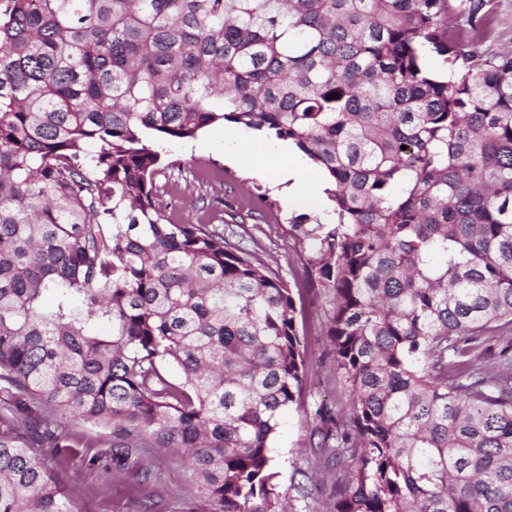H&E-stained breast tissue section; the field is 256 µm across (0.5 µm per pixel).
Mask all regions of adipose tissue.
<instances>
[{
  "mask_svg": "<svg viewBox=\"0 0 512 512\" xmlns=\"http://www.w3.org/2000/svg\"><path fill=\"white\" fill-rule=\"evenodd\" d=\"M224 154L234 161L253 162L257 172L271 177L276 184L284 185L289 203L318 208L320 194L312 189L313 183L319 179L318 174L303 164L289 165L279 149H270L266 159L257 162L244 138L228 136L224 139Z\"/></svg>",
  "mask_w": 512,
  "mask_h": 512,
  "instance_id": "1",
  "label": "adipose tissue"
}]
</instances>
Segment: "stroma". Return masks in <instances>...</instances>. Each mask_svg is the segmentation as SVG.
<instances>
[{
  "mask_svg": "<svg viewBox=\"0 0 512 512\" xmlns=\"http://www.w3.org/2000/svg\"><path fill=\"white\" fill-rule=\"evenodd\" d=\"M224 132L223 126L213 125L196 138L164 143L174 166L158 181L167 184L168 200L181 221L223 225L231 243L265 263L294 291L305 376L298 404L280 418L271 451L288 493V512H320L335 500L342 478L327 452L312 445L316 412L324 408L341 417L352 401L326 335L329 299L310 282L307 245L288 232L287 220L298 214V207L289 205L285 194L252 166L225 161L216 146ZM93 454V449L81 448L49 462L84 512H183L196 497L191 472L178 457L145 449L141 464L151 472L145 479L133 471L89 467Z\"/></svg>",
  "mask_w": 512,
  "mask_h": 512,
  "instance_id": "35a3bbf8",
  "label": "stroma"
}]
</instances>
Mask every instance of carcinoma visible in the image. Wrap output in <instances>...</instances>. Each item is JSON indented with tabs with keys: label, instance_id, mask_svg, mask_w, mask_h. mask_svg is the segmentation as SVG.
I'll use <instances>...</instances> for the list:
<instances>
[{
	"label": "carcinoma",
	"instance_id": "cac0c4a2",
	"mask_svg": "<svg viewBox=\"0 0 512 512\" xmlns=\"http://www.w3.org/2000/svg\"><path fill=\"white\" fill-rule=\"evenodd\" d=\"M496 6L0 0V512H76L32 452L98 443L67 418L107 430L106 470L175 449L186 512H285L271 445L304 373L293 291L156 187L173 166L157 143L226 123L334 185L336 223L288 219L353 393L349 422L317 412L347 469L330 512H512V359H473L512 328Z\"/></svg>",
	"mask_w": 512,
	"mask_h": 512
}]
</instances>
